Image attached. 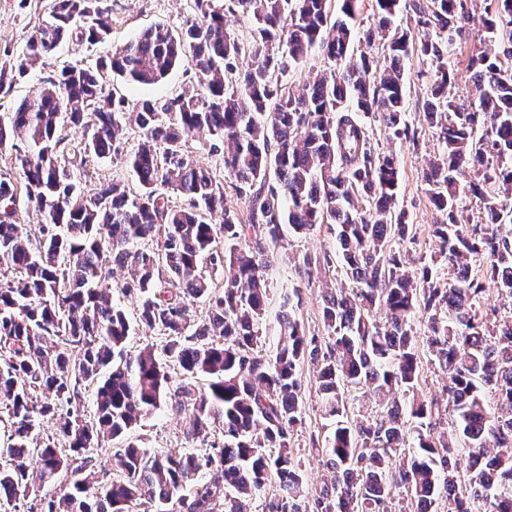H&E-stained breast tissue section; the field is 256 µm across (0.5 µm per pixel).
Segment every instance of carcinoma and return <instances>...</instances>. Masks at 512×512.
I'll use <instances>...</instances> for the list:
<instances>
[{
  "label": "carcinoma",
  "mask_w": 512,
  "mask_h": 512,
  "mask_svg": "<svg viewBox=\"0 0 512 512\" xmlns=\"http://www.w3.org/2000/svg\"><path fill=\"white\" fill-rule=\"evenodd\" d=\"M252 23L249 46L229 29L221 0H194L202 16L178 33L145 30L102 57L48 78L18 108L0 115V148L24 141L19 180L0 177V512H250L268 496L267 512H302L305 472L292 436L305 424L301 369L320 363L321 411L335 428L325 440L330 484L314 512H387L392 488L409 497L406 512H468L457 496L460 472L468 496L489 512H512V457L491 445L512 444V322L479 316L482 283L472 261L512 301V0H492L479 17L491 55L468 59L471 98L449 95L456 71L448 54L472 20L463 0L412 4L401 27V0H375L372 23L355 27L358 0H228ZM107 0H53L0 91L52 55L73 35L95 45L109 39ZM386 45L389 64L361 56L345 68L354 41ZM319 48L331 63L304 92L282 83L291 64ZM252 62L238 70L242 53ZM435 64L425 103L441 154L424 181L443 215L433 226L439 262L456 271L442 281L435 264L413 268L400 249L409 236L396 209L399 169L376 152L363 120L374 115L390 140L415 141L405 120V61ZM196 69L200 91L132 107L110 92L106 74L149 85L176 64ZM91 132L72 153L59 129ZM141 131L127 162L139 184L119 182L88 195L76 171L86 157L123 153V131ZM205 129L209 152L222 153L246 204V218L224 205V185L185 153L183 132ZM39 214L20 223L19 195ZM184 200L170 204L169 195ZM483 204L486 223L463 227L465 199ZM336 226L337 256L353 287L322 295L325 336L306 335L283 295L273 354L258 346L270 283L266 271L284 229L307 234ZM224 276L213 287L203 265ZM130 279L122 293L138 298L136 318L103 293L113 266ZM204 302L208 316L190 306ZM421 311L427 333L414 336ZM164 344L127 350L132 323ZM427 345L448 375L442 395H418L417 344ZM181 383L170 387L171 367ZM205 386H199L200 380ZM93 389L95 409L85 413ZM364 389L386 415L350 423L346 394ZM497 395L496 407L485 399ZM170 407L189 412L185 445L155 451L131 437L141 420ZM466 447L435 436L442 415ZM55 432H44L45 420ZM220 438L193 445L213 430ZM112 443L116 472L97 468L94 450ZM37 458L39 473L27 460ZM65 470L69 490L44 487ZM272 493H267L268 488Z\"/></svg>",
  "instance_id": "obj_1"
}]
</instances>
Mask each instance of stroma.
<instances>
[{
  "label": "stroma",
  "instance_id": "35a3bbf8",
  "mask_svg": "<svg viewBox=\"0 0 512 512\" xmlns=\"http://www.w3.org/2000/svg\"><path fill=\"white\" fill-rule=\"evenodd\" d=\"M109 4L112 8V33L107 43L94 47L64 43L54 54L45 58L42 64L36 65L25 77L18 79L9 90L0 92V114L14 111L34 93L43 80L58 73L63 66L77 62L87 66L94 64L100 55L134 40L150 27L162 25L177 32L186 23L198 18L193 0H109ZM49 7L50 0H0V71H11L30 36L47 18ZM485 40L486 33L482 25L472 24L464 40L456 45L449 57V64L457 71L456 81L450 90L455 98H467L470 91L466 71L468 57L473 50L484 48ZM405 69L406 120L415 133L414 140L389 141L376 125L372 126L371 131L375 148L393 152L398 159L397 206L407 213L411 234L405 247L412 266L418 268L430 263L437 248L431 226L440 221L441 216L427 196L423 171L428 162L441 153L442 145L435 129L427 124L424 117L434 68L430 63L415 58L406 63ZM107 84L114 96L124 98L131 105L146 97L163 100L199 89L195 71L187 61L173 67L161 81L153 85H136L115 74L108 77ZM139 140L138 129L126 128L123 154L102 161L89 160L87 173L81 178L85 191H95L100 183L114 179L125 184L130 192H138L139 186L126 162V155L136 149ZM210 143V135L202 130L189 132L185 137V148L189 155L205 166L217 181L223 183L227 206L238 213H245L246 206L224 170L223 156L210 153ZM335 254L334 225H317L313 232L305 236L286 234L282 248L276 252V261L268 271L271 283L270 304L267 320L261 327L265 353H272L276 347V316L284 292L292 287L298 290L299 300L294 313L300 324L308 335H323L320 303L324 288H346L350 285L345 269L334 259ZM306 255L320 257L321 263L313 268L310 275L301 277L296 272L295 264ZM303 380V411L307 423L293 436V452L306 466L309 488L315 489L322 486L327 473L322 447L332 425L321 415L316 392V369L312 364H305ZM188 419V413L165 407L142 420L134 434L147 447L171 448L182 444Z\"/></svg>",
  "mask_w": 512,
  "mask_h": 512
}]
</instances>
